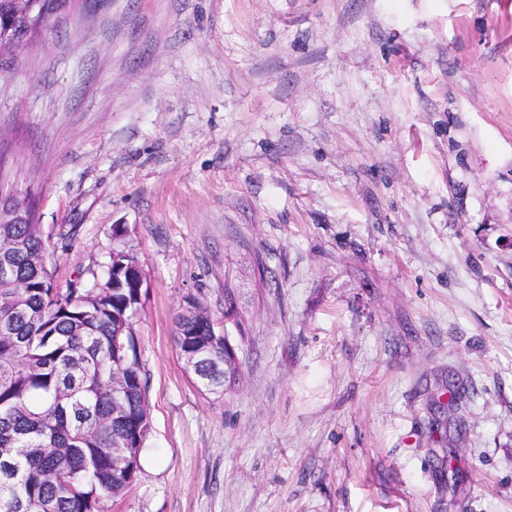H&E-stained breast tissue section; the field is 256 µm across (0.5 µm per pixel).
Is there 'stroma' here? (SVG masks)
I'll list each match as a JSON object with an SVG mask.
<instances>
[{
  "instance_id": "35a3bbf8",
  "label": "stroma",
  "mask_w": 512,
  "mask_h": 512,
  "mask_svg": "<svg viewBox=\"0 0 512 512\" xmlns=\"http://www.w3.org/2000/svg\"><path fill=\"white\" fill-rule=\"evenodd\" d=\"M54 285L144 274L106 512H512V0H70L0 70ZM237 289L241 382L176 345Z\"/></svg>"
}]
</instances>
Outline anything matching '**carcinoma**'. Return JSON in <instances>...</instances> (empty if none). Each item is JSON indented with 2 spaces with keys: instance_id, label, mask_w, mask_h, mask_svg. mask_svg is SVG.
Returning <instances> with one entry per match:
<instances>
[{
  "instance_id": "obj_1",
  "label": "carcinoma",
  "mask_w": 512,
  "mask_h": 512,
  "mask_svg": "<svg viewBox=\"0 0 512 512\" xmlns=\"http://www.w3.org/2000/svg\"><path fill=\"white\" fill-rule=\"evenodd\" d=\"M0 224V512H104L100 493L125 494L150 434L147 377L128 313L139 276L107 268L105 282L54 287L55 246L37 225ZM211 315L178 316L180 355L205 353L198 386L224 394V343L209 335ZM124 335H118V331ZM126 388H112L116 375ZM127 441L128 448L117 444Z\"/></svg>"
}]
</instances>
